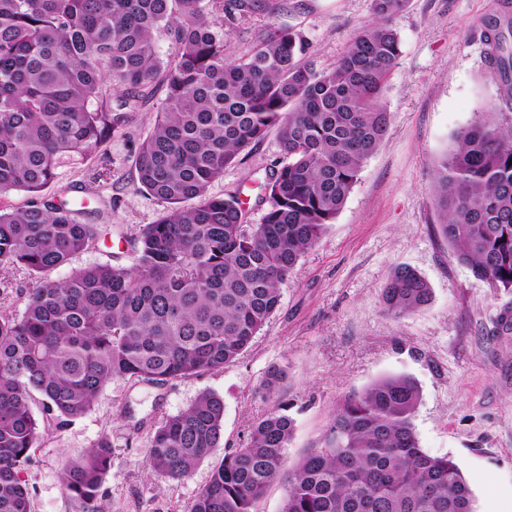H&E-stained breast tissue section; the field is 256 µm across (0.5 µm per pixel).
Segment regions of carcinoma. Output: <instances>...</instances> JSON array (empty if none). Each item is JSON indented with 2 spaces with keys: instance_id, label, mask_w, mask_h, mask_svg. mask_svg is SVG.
Segmentation results:
<instances>
[{
  "instance_id": "obj_1",
  "label": "carcinoma",
  "mask_w": 512,
  "mask_h": 512,
  "mask_svg": "<svg viewBox=\"0 0 512 512\" xmlns=\"http://www.w3.org/2000/svg\"><path fill=\"white\" fill-rule=\"evenodd\" d=\"M409 0H371L373 20L333 64L303 62L309 44L272 22L230 59L224 26L270 0H0V512H31L22 472L33 448L87 413L115 379L164 385L222 369L279 309L282 285L343 208L387 138L382 95L401 55L396 22ZM503 93L457 131L432 194L450 257L496 291L512 290V15L489 22ZM173 53L163 60L155 35ZM166 97L134 159L135 189L162 204L133 234L130 266L56 270L95 247L102 229L45 195L63 164L123 131L154 88ZM120 103L112 106V94ZM276 132L285 163L263 184L266 212L248 224L234 196L209 193L241 151ZM30 282L22 313L5 305L10 277ZM432 298L412 267L394 268L383 310L414 314ZM40 397L42 418L31 402ZM421 400L409 375L380 377L336 408L323 446L284 470L294 419L276 405L221 463L190 512H256L276 480L280 512H475L458 464L420 447ZM224 400L201 393L163 420L145 448L148 471L172 481L222 447ZM112 465L102 440L63 468L65 492L97 506Z\"/></svg>"
}]
</instances>
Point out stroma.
<instances>
[{
    "instance_id": "35a3bbf8",
    "label": "stroma",
    "mask_w": 512,
    "mask_h": 512,
    "mask_svg": "<svg viewBox=\"0 0 512 512\" xmlns=\"http://www.w3.org/2000/svg\"><path fill=\"white\" fill-rule=\"evenodd\" d=\"M490 2L409 0L397 21L401 56L383 96L388 139L284 285L279 309L247 351L223 369L162 386L109 383L86 414L33 449L23 472L32 512H84L63 489L62 463L103 439L112 445L101 500L106 512H190L225 448L239 447L274 402L286 404L295 420L286 460L291 467L303 450L320 447L345 397L400 373L415 378L421 390L414 420L421 447L458 463L476 512H512V292L492 291L450 260L447 243L434 231L439 216L431 191L435 164L451 149L453 134L501 93L483 38ZM275 3V14L260 12L225 29L229 57L247 54L261 30L276 22L304 35L306 62L326 67L373 18L370 0ZM164 97V89H157L96 158L61 167L48 187V195L75 202L97 158L112 162L97 185V222L109 232L106 243L75 257L56 278L91 263L132 264L133 227L151 223L161 209L134 188V154ZM283 159L276 135H268L242 151L209 191L238 197L247 222L260 223L267 205L258 183ZM402 264L427 280L433 297L423 310L393 318L382 310L381 290ZM276 368L286 376L269 398L266 380ZM205 391L224 399L222 449L184 481L148 474L149 432Z\"/></svg>"
}]
</instances>
